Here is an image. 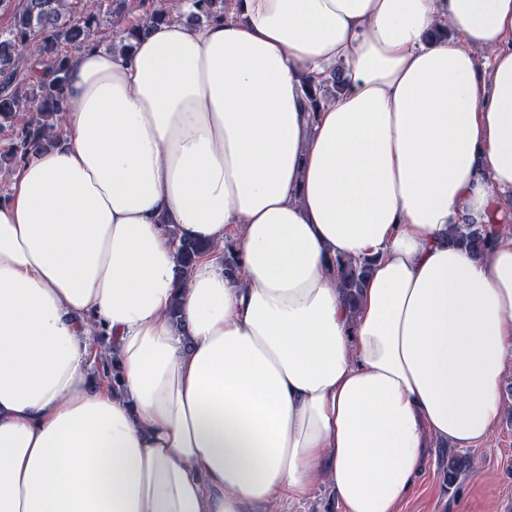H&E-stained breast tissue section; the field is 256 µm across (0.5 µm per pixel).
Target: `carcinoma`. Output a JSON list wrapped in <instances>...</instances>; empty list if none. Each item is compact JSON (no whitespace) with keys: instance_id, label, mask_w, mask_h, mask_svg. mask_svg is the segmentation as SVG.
I'll return each instance as SVG.
<instances>
[{"instance_id":"1","label":"carcinoma","mask_w":512,"mask_h":512,"mask_svg":"<svg viewBox=\"0 0 512 512\" xmlns=\"http://www.w3.org/2000/svg\"><path fill=\"white\" fill-rule=\"evenodd\" d=\"M186 19L192 24L224 19V0H189ZM139 22L125 24L128 0H112V39L129 40L135 30L173 17L169 0H135ZM12 11L13 23L0 32V127L13 129L6 160L23 165L30 154L60 140V114L66 111L62 93L72 55L65 46L80 50L92 40L99 15L86 9L84 0H0V11ZM31 60L28 76L19 77V62ZM344 66L336 65L325 83L311 91L310 110L328 100V86L344 81ZM497 233L490 224H460L448 241L464 246L474 257L485 258L494 248ZM211 251L207 244L180 241L177 247L179 278L189 275L196 261ZM336 288L350 310L359 307L362 290L371 274L367 260H336Z\"/></svg>"}]
</instances>
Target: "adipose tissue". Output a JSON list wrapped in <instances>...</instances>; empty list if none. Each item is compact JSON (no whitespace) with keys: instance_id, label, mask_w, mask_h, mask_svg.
I'll return each instance as SVG.
<instances>
[{"instance_id":"adipose-tissue-1","label":"adipose tissue","mask_w":512,"mask_h":512,"mask_svg":"<svg viewBox=\"0 0 512 512\" xmlns=\"http://www.w3.org/2000/svg\"><path fill=\"white\" fill-rule=\"evenodd\" d=\"M171 3L74 56L60 142L0 203V512H252L323 481L397 512L430 437L501 414L512 238L448 236L512 190V0ZM182 239L211 252L180 281ZM339 257L374 261L354 313ZM224 1L225 0H189L190 11L186 15L188 22L200 24L205 21H223L224 20ZM343 73L344 66L340 64L336 65L331 69L330 76L322 85H319L315 90L311 89L308 96L311 112H316L319 107L329 99L328 90L330 89L328 88V83H331L333 86L332 88L335 90L338 89V86L344 81ZM497 233L492 224H459L448 241L464 246L474 257L485 258L494 248Z\"/></svg>"}]
</instances>
